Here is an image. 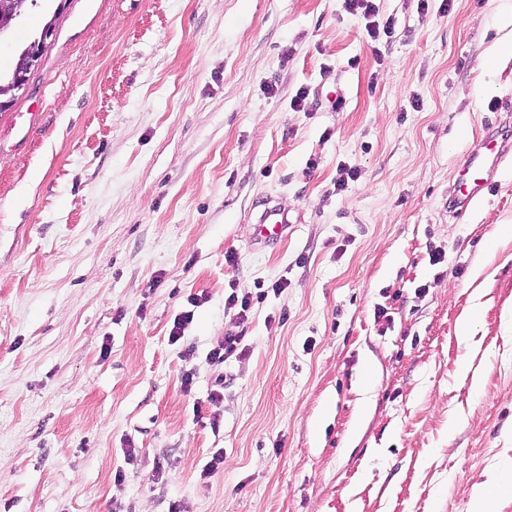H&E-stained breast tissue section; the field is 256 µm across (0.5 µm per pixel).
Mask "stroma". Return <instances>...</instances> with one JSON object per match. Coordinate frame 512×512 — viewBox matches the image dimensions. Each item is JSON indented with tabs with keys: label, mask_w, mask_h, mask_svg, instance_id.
Here are the masks:
<instances>
[{
	"label": "stroma",
	"mask_w": 512,
	"mask_h": 512,
	"mask_svg": "<svg viewBox=\"0 0 512 512\" xmlns=\"http://www.w3.org/2000/svg\"><path fill=\"white\" fill-rule=\"evenodd\" d=\"M377 6L379 42L343 0H70L0 111V512H512V156L446 205L512 108V0ZM512 152V121L488 127L460 163L457 185L449 192L454 210L465 214L497 187L494 177L502 160ZM255 217L254 240L264 244H275L287 234L289 224L300 223L298 219L293 222L288 212L272 204V200H265ZM254 297L251 292L241 290L238 288L232 289V292L225 298L224 308L226 310H234L239 320H245L249 313ZM241 343V336L233 334L232 332L226 333L224 335V340L221 341L217 347L210 350L208 354L209 361L212 363H224V361L228 360L234 355H245L247 349L245 346L240 347Z\"/></svg>",
	"instance_id": "stroma-1"
}]
</instances>
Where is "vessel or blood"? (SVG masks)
I'll return each mask as SVG.
<instances>
[{
  "label": "vessel or blood",
  "mask_w": 512,
  "mask_h": 512,
  "mask_svg": "<svg viewBox=\"0 0 512 512\" xmlns=\"http://www.w3.org/2000/svg\"><path fill=\"white\" fill-rule=\"evenodd\" d=\"M512 153V121L488 127L483 136L477 138L470 153L465 156L458 170L456 186L449 196L454 200L456 214H465L481 201L487 193L494 191V180L502 160ZM291 219L284 209L264 201L255 217L254 238L264 244H274L285 237Z\"/></svg>",
  "instance_id": "b4317fda"
}]
</instances>
